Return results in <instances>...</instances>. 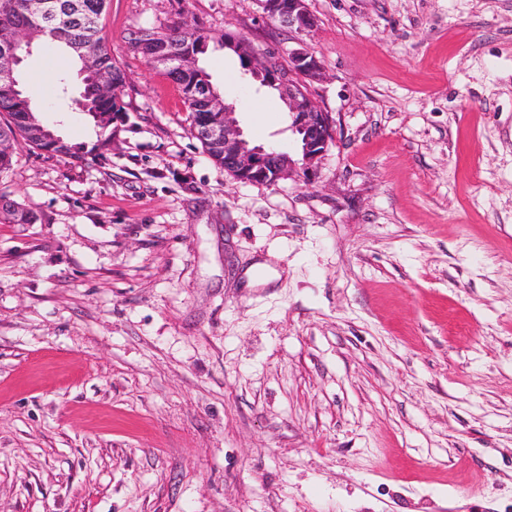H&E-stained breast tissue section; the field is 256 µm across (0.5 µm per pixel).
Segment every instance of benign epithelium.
Wrapping results in <instances>:
<instances>
[{
  "instance_id": "benign-epithelium-1",
  "label": "benign epithelium",
  "mask_w": 512,
  "mask_h": 512,
  "mask_svg": "<svg viewBox=\"0 0 512 512\" xmlns=\"http://www.w3.org/2000/svg\"><path fill=\"white\" fill-rule=\"evenodd\" d=\"M262 14L276 18L279 24L296 35L294 47L288 51V69L277 71L280 59L253 50L245 57L244 74L257 81L271 82L282 101L288 106L290 129L298 141L295 156L272 147L253 144L246 136L236 116V107L217 97L216 107L223 108L200 125L197 137L204 143L224 150V171L234 180L256 185H271L281 180H315L319 166L330 145L335 142V122L332 114L317 102L312 84L323 76V66L309 49L304 37L317 26V19L308 0H257ZM19 66L31 51V41L22 32L16 33L0 48Z\"/></svg>"
}]
</instances>
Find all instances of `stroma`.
Segmentation results:
<instances>
[{"label":"stroma","instance_id":"stroma-1","mask_svg":"<svg viewBox=\"0 0 512 512\" xmlns=\"http://www.w3.org/2000/svg\"><path fill=\"white\" fill-rule=\"evenodd\" d=\"M309 6L337 122L311 184L231 179L131 46L203 27L245 133L296 153L220 46H292L255 0H109L111 151L16 144L0 195L37 220L0 223V512H512V0ZM59 55L20 81L94 142Z\"/></svg>","mask_w":512,"mask_h":512}]
</instances>
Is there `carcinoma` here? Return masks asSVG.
Here are the masks:
<instances>
[{
	"label": "carcinoma",
	"instance_id": "obj_1",
	"mask_svg": "<svg viewBox=\"0 0 512 512\" xmlns=\"http://www.w3.org/2000/svg\"><path fill=\"white\" fill-rule=\"evenodd\" d=\"M33 0H0V37L22 30L33 43H55L64 48L77 63L82 57L91 58L98 71L105 72L99 80L83 75V91L76 100L81 111L92 117L96 127V143L56 144L42 139L49 129L43 118V109L33 105L24 91L16 90L19 74L6 58L0 57V114L6 116L0 123V137L9 146L0 150V177L13 167L14 146L18 140L50 156L65 155L77 161L96 153L101 155L112 146L115 129L123 122L126 112L121 97L125 74L107 48L101 35L100 21L108 0H42L47 10L38 13L32 9ZM209 34L202 28L192 32L182 29L174 21L165 30L144 28L132 40L134 50L152 65L163 66L178 84L189 109L192 128H197L214 111L208 96L219 93L211 75L200 64L182 66L186 56L199 58L208 49ZM36 215L13 200L0 202V223L31 224Z\"/></svg>",
	"mask_w": 512,
	"mask_h": 512
}]
</instances>
